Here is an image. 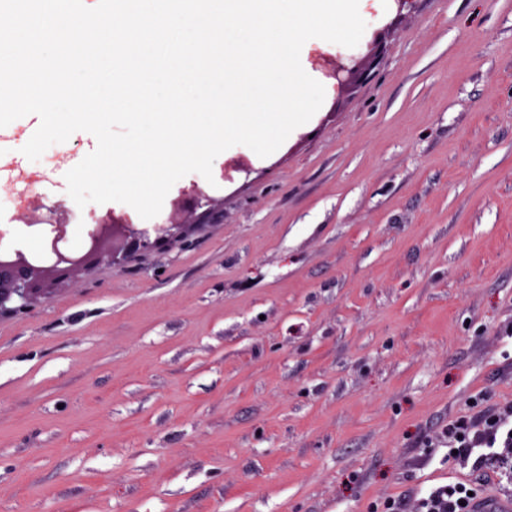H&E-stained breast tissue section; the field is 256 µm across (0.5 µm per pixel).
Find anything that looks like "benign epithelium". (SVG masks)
Listing matches in <instances>:
<instances>
[{
    "label": "benign epithelium",
    "instance_id": "obj_1",
    "mask_svg": "<svg viewBox=\"0 0 512 512\" xmlns=\"http://www.w3.org/2000/svg\"><path fill=\"white\" fill-rule=\"evenodd\" d=\"M88 225L82 245L73 250L66 246L68 224L63 219L49 218L53 235L44 242L39 255H27L19 249L0 245V314L17 312L27 306L53 281L90 266L102 259L119 238L130 237L142 250H150L167 238L168 227L158 224L157 233L150 238L146 229L137 230L123 216L113 214L105 219L89 212Z\"/></svg>",
    "mask_w": 512,
    "mask_h": 512
}]
</instances>
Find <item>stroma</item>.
Instances as JSON below:
<instances>
[{"label": "stroma", "mask_w": 512, "mask_h": 512, "mask_svg": "<svg viewBox=\"0 0 512 512\" xmlns=\"http://www.w3.org/2000/svg\"><path fill=\"white\" fill-rule=\"evenodd\" d=\"M356 47L306 46L322 107L270 156L179 179L185 237L101 261L0 316V512H418L512 466L449 452V423L512 403V0H365ZM323 54L369 70L344 88ZM0 163V220L36 251L47 169ZM212 206L178 209L193 188ZM39 195L41 207L24 209Z\"/></svg>", "instance_id": "obj_1"}]
</instances>
